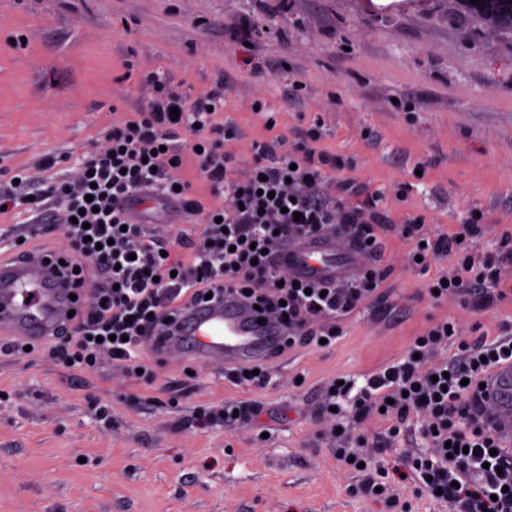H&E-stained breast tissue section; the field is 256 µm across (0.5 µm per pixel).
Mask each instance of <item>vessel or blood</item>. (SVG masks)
Instances as JSON below:
<instances>
[{
  "label": "vessel or blood",
  "instance_id": "obj_1",
  "mask_svg": "<svg viewBox=\"0 0 512 512\" xmlns=\"http://www.w3.org/2000/svg\"><path fill=\"white\" fill-rule=\"evenodd\" d=\"M294 277L322 285L349 280L360 265L357 250L344 249L330 236L288 242L276 255ZM72 278L67 265L45 256L23 255L0 262V334L42 341L70 324ZM285 339L274 319L235 296L220 303L189 305L173 327H160L152 341L155 352L179 353L204 362L223 359L230 367L262 359ZM479 389L480 421L504 446H512V365L504 364L484 379Z\"/></svg>",
  "mask_w": 512,
  "mask_h": 512
}]
</instances>
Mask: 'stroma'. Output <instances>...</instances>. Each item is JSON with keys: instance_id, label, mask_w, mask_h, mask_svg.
Here are the masks:
<instances>
[{"instance_id": "obj_1", "label": "stroma", "mask_w": 512, "mask_h": 512, "mask_svg": "<svg viewBox=\"0 0 512 512\" xmlns=\"http://www.w3.org/2000/svg\"><path fill=\"white\" fill-rule=\"evenodd\" d=\"M248 19L265 32L243 45L230 32ZM484 28L456 0H0V187L42 175L52 158L55 175L76 181L114 108L148 105L157 86L215 91L239 132V173L252 143L269 138L267 117L283 131L317 119L320 147L352 160L353 177L383 192L395 219L420 211L430 230L450 233L478 211V249L495 252L512 232V32ZM294 80L302 88L291 99ZM150 213L171 244L205 224L159 204ZM411 248L388 234L379 261L390 274L342 336L270 358L263 389L190 357L149 352L133 375L106 360L77 374L39 347L0 355V512H391L353 493L360 473L336 460L321 414L328 384L364 383L435 320L461 331L441 359L512 322V300L480 313L432 302L426 281L457 265L421 271ZM229 400L256 405L257 417L198 426ZM420 428L389 441L383 420L363 426L368 440H385L388 468L427 451Z\"/></svg>"}]
</instances>
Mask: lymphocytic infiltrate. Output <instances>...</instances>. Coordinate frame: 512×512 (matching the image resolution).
Masks as SVG:
<instances>
[{"label": "lymphocytic infiltrate", "mask_w": 512, "mask_h": 512, "mask_svg": "<svg viewBox=\"0 0 512 512\" xmlns=\"http://www.w3.org/2000/svg\"><path fill=\"white\" fill-rule=\"evenodd\" d=\"M235 136L224 119L223 97L206 94L191 101L162 87L146 107L113 120L105 147L82 158L78 189L58 177L35 181L23 175L17 185L0 190V206L22 205L30 216L13 244L16 252L63 234L69 246L63 260L79 264L76 287L94 285L93 302L71 331L46 342L50 359L83 372L105 353L136 371L149 336L174 316L176 305L208 295L217 301L235 294L265 315L284 318L292 348L341 336L342 320L377 290L385 271L366 268L347 288L325 290L283 275L275 252L288 240L318 235L333 224L359 253L377 254L392 221L389 211L380 195L364 193L351 177L350 161L320 148L318 125L255 143L243 182L233 176ZM189 152L197 179L175 178ZM145 191L178 202L186 214L206 215L201 235L176 246L152 235L129 210ZM59 205L70 217L60 226L53 222ZM481 221L476 214L454 233H433L426 229V215L417 212L399 227L400 236L413 243L420 269L441 257L456 260L459 275L431 278L426 290L457 295L475 312L511 294L501 287L498 270L512 259V233H503L502 253H479ZM316 319L324 327L312 328ZM458 334L454 321H436L415 337L408 354L369 374L364 385L348 379L328 387L324 405L336 421L361 423L380 414L393 440L408 422H421L432 453L404 455L390 471L353 449L336 450L338 461L361 469L363 492L387 506L400 503L390 482L400 476L418 492L440 496L454 512H512V452L499 448L472 410L480 377L512 362V327L502 326L494 340H461L455 358L430 363L432 348Z\"/></svg>", "instance_id": "1"}]
</instances>
